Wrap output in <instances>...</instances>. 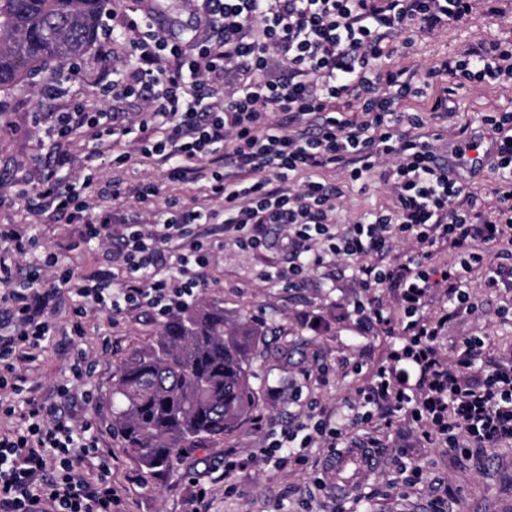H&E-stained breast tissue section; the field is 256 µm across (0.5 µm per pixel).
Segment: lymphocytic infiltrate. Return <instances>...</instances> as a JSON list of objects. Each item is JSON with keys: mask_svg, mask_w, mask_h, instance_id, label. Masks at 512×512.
I'll list each match as a JSON object with an SVG mask.
<instances>
[{"mask_svg": "<svg viewBox=\"0 0 512 512\" xmlns=\"http://www.w3.org/2000/svg\"><path fill=\"white\" fill-rule=\"evenodd\" d=\"M474 0H199L202 37L190 49L170 43L149 17L102 28L98 53L129 48L113 73V98L147 103L136 124L118 113L77 109L51 115L46 138L78 130L92 140L139 136L141 158L164 169L165 181L208 184L221 209L172 199L148 224L115 226L111 208L93 210L86 187L46 177L27 193L37 222L64 216L86 242L113 244L111 268L89 277L60 271L82 303L119 315L148 307L160 316L194 304L207 285V248L193 233L202 219H222L224 237L242 248L270 249L272 227L285 232L287 267L267 272L283 288L301 287L332 261L352 270L365 297L360 323L396 336L385 357L357 387L344 415L320 411L274 441L279 467L306 464L305 449L380 448L396 424L410 427L416 446L447 452L512 446V358L480 361V338L454 356L440 350L449 318L473 313L468 288L485 254L512 260V111L483 116L496 131L497 205L486 211L468 183L450 179L426 133L451 117V102L470 84L512 80V45L483 43L417 76L393 66L396 37L408 27L432 34L468 16ZM418 112H410V100ZM345 173L344 184L328 180ZM387 186L391 207L336 217L345 184ZM0 363L33 361L54 334V293L13 289L17 256L33 243L27 230L0 228ZM413 251L392 260L396 242ZM176 253L175 266L163 263ZM393 294L388 309L378 290ZM69 390L26 400L22 428L0 436V512H113L117 493L101 456L96 478L76 474L82 456L97 452L91 421L73 424Z\"/></svg>", "mask_w": 512, "mask_h": 512, "instance_id": "f902f5d3", "label": "lymphocytic infiltrate"}]
</instances>
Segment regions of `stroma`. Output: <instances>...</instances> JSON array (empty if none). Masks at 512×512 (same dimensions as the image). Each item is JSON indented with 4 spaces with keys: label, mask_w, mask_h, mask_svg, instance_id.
<instances>
[{
    "label": "stroma",
    "mask_w": 512,
    "mask_h": 512,
    "mask_svg": "<svg viewBox=\"0 0 512 512\" xmlns=\"http://www.w3.org/2000/svg\"><path fill=\"white\" fill-rule=\"evenodd\" d=\"M405 37L413 43L409 62L422 71L471 44H512V0H497L491 9L484 0H477L472 13L447 30L428 35L412 28ZM106 65L90 52L80 62L77 77L65 82L63 92H52L56 71L51 68L35 82H20L0 97V108L7 113L6 121L0 123V226L24 228L31 224L19 192L33 188L54 171L37 117L80 106L89 111L141 110L140 100H115L101 93ZM457 102L458 124L467 125L468 137L477 136L489 144L493 134L480 118L491 112L512 111V84L471 86L459 93ZM72 176L89 179L93 194L115 177L123 178L130 188L149 179H163L161 170L146 171L131 160L122 165L99 163L77 168ZM211 231L221 245L212 253L201 302L223 306L227 322L249 314L270 327L256 350L258 413L284 426L306 417L318 404L345 409L358 384L355 376L335 373L322 382L304 379V371L342 358L367 368L384 357L391 342L383 330L364 333L358 329L352 310L361 293L350 269L332 265L311 276L303 288L282 290L264 282L260 273L269 266L287 265L285 250H243L223 244L222 225H212ZM80 233V225L61 220L39 225L38 240L20 257V265L26 270L40 268L45 288L57 285L54 269L43 264L46 254H57L61 263L81 276L106 265L105 249L84 246ZM495 268L496 261L489 255L473 273L470 290L479 310L449 322L443 340L445 352L455 353L470 336L481 338L491 350L512 351V320L500 316L502 308H512V290L504 285L493 290L482 286L484 276ZM160 325V320L145 310L126 312L116 320L109 312L91 308L84 319L85 334L74 341L70 352L50 347L35 362L17 367L24 387L45 391L67 386L90 392L92 399L81 414L94 420L100 447L112 452L110 478L120 497L119 512H191L200 485L208 490L206 512H336L338 497L314 493V471L281 469L273 459L259 456L266 433L250 423L207 447L186 449L178 454L174 466L164 471L150 470L126 452L112 429L113 374L131 351L154 341ZM81 351L95 369L78 380L69 369L68 355ZM228 453L252 455L256 462L245 472L228 475L224 472ZM409 454L423 471L416 491L404 492L400 466L393 451H386L379 458V468L364 475L349 493L356 512H512V447L473 449L457 455L443 454L438 448H413Z\"/></svg>",
    "instance_id": "obj_1"
}]
</instances>
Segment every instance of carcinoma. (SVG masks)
Wrapping results in <instances>:
<instances>
[{"label":"carcinoma","mask_w":512,"mask_h":512,"mask_svg":"<svg viewBox=\"0 0 512 512\" xmlns=\"http://www.w3.org/2000/svg\"><path fill=\"white\" fill-rule=\"evenodd\" d=\"M110 0H0V91L86 55ZM266 325H230L218 304L168 317L154 342L133 352L112 384L126 451L149 469L173 465L179 448H203L256 410L255 347Z\"/></svg>","instance_id":"cac0c4a2"}]
</instances>
